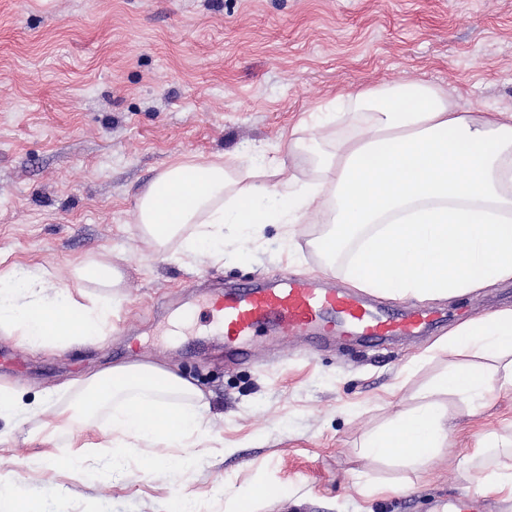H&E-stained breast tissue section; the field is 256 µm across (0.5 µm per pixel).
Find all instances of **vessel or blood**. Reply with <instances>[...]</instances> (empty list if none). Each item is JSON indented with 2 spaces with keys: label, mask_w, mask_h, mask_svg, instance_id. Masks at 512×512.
Segmentation results:
<instances>
[{
  "label": "vessel or blood",
  "mask_w": 512,
  "mask_h": 512,
  "mask_svg": "<svg viewBox=\"0 0 512 512\" xmlns=\"http://www.w3.org/2000/svg\"><path fill=\"white\" fill-rule=\"evenodd\" d=\"M207 303L224 336V353L232 360L247 358L251 344L271 330L303 336L313 343L338 336L380 345L389 337L416 335L435 326L426 312L378 309L359 293L294 273L259 277L215 291Z\"/></svg>",
  "instance_id": "b4317fda"
}]
</instances>
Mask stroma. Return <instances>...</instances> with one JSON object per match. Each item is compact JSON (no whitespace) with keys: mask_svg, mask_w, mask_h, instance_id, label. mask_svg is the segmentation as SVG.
Segmentation results:
<instances>
[{"mask_svg":"<svg viewBox=\"0 0 512 512\" xmlns=\"http://www.w3.org/2000/svg\"><path fill=\"white\" fill-rule=\"evenodd\" d=\"M408 80L512 110V0H0V275L44 268L64 283L102 259L125 274L98 345L44 354L0 336V383L26 402L66 405L79 396L63 384L78 373L150 362L203 392L209 432L190 468H148L136 451L113 480L89 470L112 443L100 424L49 436L43 416L1 418L0 488L29 512H171L183 498L196 512H441L475 490L498 461L491 444L512 439V392L482 407L441 397L448 444L424 471L361 447L456 362L438 340L512 309V280L449 300L380 298L388 310L444 315L414 341L314 350L276 335L231 362L204 311L206 285L287 270L348 287L344 263L325 269L310 245L326 209L255 239L225 227L220 261L155 252L136 224L140 196L179 162L265 174L276 160L307 179L306 156L288 142L308 137L312 114L344 112L338 93ZM78 435L95 449L69 467ZM476 448L481 456L459 468ZM362 481L390 491L362 494ZM259 485L268 496L251 499ZM478 493L480 512H512L492 485Z\"/></svg>","mask_w":512,"mask_h":512,"instance_id":"stroma-1","label":"stroma"}]
</instances>
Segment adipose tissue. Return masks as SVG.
Segmentation results:
<instances>
[{"instance_id":"1","label":"adipose tissue","mask_w":512,"mask_h":512,"mask_svg":"<svg viewBox=\"0 0 512 512\" xmlns=\"http://www.w3.org/2000/svg\"><path fill=\"white\" fill-rule=\"evenodd\" d=\"M348 131L311 125L305 152L310 180L275 182L252 173L233 177L223 162L178 163L160 173L137 205L139 235L159 252L178 247L191 257L224 256V227L246 238L266 224H299L323 198L331 200L326 230L314 240L327 267L346 258L356 287L389 297L450 298L512 278V113L463 108L457 96L424 80L344 95ZM125 280L118 264L93 261L66 284L50 271L19 268L0 278V332L35 348L94 343L112 326ZM109 289L92 299L87 283ZM439 349L470 355L430 387L431 398L400 414L364 442L366 456L402 460L423 470L448 439V414L438 395L468 404L512 390V310L472 319ZM164 378L171 402L155 395ZM86 420L108 411L112 433L105 469L120 472L129 445L150 450V462L175 468L185 456L170 443L202 438L204 396L193 384L146 363L118 364L70 382Z\"/></svg>"}]
</instances>
